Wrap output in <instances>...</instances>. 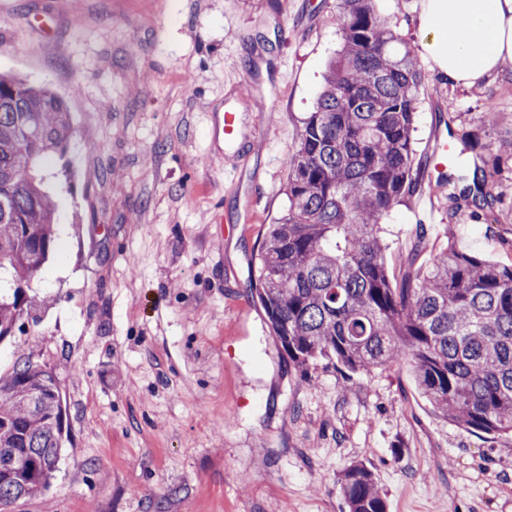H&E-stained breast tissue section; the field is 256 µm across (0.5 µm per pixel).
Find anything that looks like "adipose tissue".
<instances>
[{
  "label": "adipose tissue",
  "instance_id": "ef3b65f1",
  "mask_svg": "<svg viewBox=\"0 0 512 512\" xmlns=\"http://www.w3.org/2000/svg\"><path fill=\"white\" fill-rule=\"evenodd\" d=\"M419 45L451 86H471L512 60V0H422Z\"/></svg>",
  "mask_w": 512,
  "mask_h": 512
}]
</instances>
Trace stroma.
Here are the masks:
<instances>
[{"label":"stroma","instance_id":"stroma-1","mask_svg":"<svg viewBox=\"0 0 512 512\" xmlns=\"http://www.w3.org/2000/svg\"><path fill=\"white\" fill-rule=\"evenodd\" d=\"M374 7L423 75L416 163L448 139L461 152L383 219L393 286L451 242L512 264V156L496 149L512 139V66L450 86L419 47L421 0ZM341 43L337 0H0V71L51 87L73 118L45 185L54 250L0 342L1 377L23 356L55 370L62 455L50 488L11 512H344L339 479L359 462L388 512H512V438L448 421L407 365L297 369L252 295ZM494 167L489 207L451 208Z\"/></svg>","mask_w":512,"mask_h":512}]
</instances>
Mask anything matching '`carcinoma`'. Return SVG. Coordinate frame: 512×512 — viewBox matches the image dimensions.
Here are the masks:
<instances>
[{"mask_svg": "<svg viewBox=\"0 0 512 512\" xmlns=\"http://www.w3.org/2000/svg\"><path fill=\"white\" fill-rule=\"evenodd\" d=\"M372 0H339L343 47L288 159V209L261 244L254 294L288 360L349 372L409 364L419 390L463 428L512 436V265L452 245L414 288H394L380 221L419 186L412 149L421 74ZM71 112L46 86L0 75V341L31 307L55 207L41 168L62 155ZM486 175L460 201L487 202ZM54 372L19 358L0 378V512L49 489L65 431ZM348 512H386L364 464L340 481Z\"/></svg>", "mask_w": 512, "mask_h": 512, "instance_id": "obj_1", "label": "carcinoma"}]
</instances>
